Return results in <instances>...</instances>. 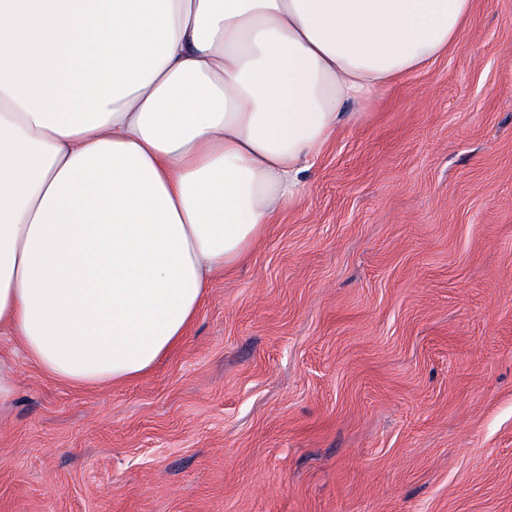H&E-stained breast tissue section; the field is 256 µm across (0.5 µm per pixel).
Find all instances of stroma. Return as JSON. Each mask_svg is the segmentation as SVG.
<instances>
[{"instance_id":"stroma-1","label":"stroma","mask_w":512,"mask_h":512,"mask_svg":"<svg viewBox=\"0 0 512 512\" xmlns=\"http://www.w3.org/2000/svg\"><path fill=\"white\" fill-rule=\"evenodd\" d=\"M363 110L145 376L0 327V512H512V0Z\"/></svg>"}]
</instances>
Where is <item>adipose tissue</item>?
I'll return each instance as SVG.
<instances>
[{
  "label": "adipose tissue",
  "instance_id": "1",
  "mask_svg": "<svg viewBox=\"0 0 512 512\" xmlns=\"http://www.w3.org/2000/svg\"><path fill=\"white\" fill-rule=\"evenodd\" d=\"M471 0H0V325L58 380L146 374L353 105Z\"/></svg>",
  "mask_w": 512,
  "mask_h": 512
}]
</instances>
